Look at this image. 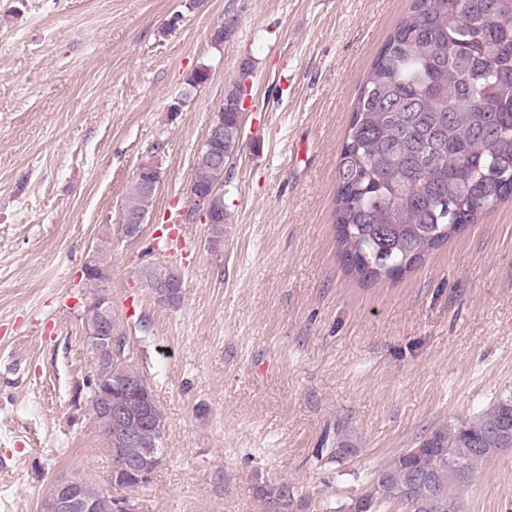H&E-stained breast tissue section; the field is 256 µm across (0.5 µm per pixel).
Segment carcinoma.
I'll return each instance as SVG.
<instances>
[{
	"instance_id": "obj_1",
	"label": "carcinoma",
	"mask_w": 512,
	"mask_h": 512,
	"mask_svg": "<svg viewBox=\"0 0 512 512\" xmlns=\"http://www.w3.org/2000/svg\"><path fill=\"white\" fill-rule=\"evenodd\" d=\"M252 68L224 92V102L244 95ZM225 135L197 156L187 213L196 212L197 190L224 183V167L240 141L239 115L224 112ZM334 221L341 259L364 283L393 281L419 264L482 212L512 199V0H411L410 8L378 51L351 113L338 164ZM154 194L142 178L125 208L148 213ZM224 203L215 198L212 241L224 233ZM168 288L160 303L181 300V275L164 267ZM97 371L76 388L72 405L85 406L100 431L111 419L98 391L120 381L139 391H112L131 415L149 403L150 422L131 442L112 444L128 459L156 450L162 456L166 419L156 394L127 356L109 346L93 354ZM512 448V395L478 416L459 420L396 452L374 471L348 512H459L455 492L479 466ZM93 512H119L117 495L147 485L136 472H112V486L79 477ZM264 512H306L307 503L286 482L255 487Z\"/></svg>"
}]
</instances>
